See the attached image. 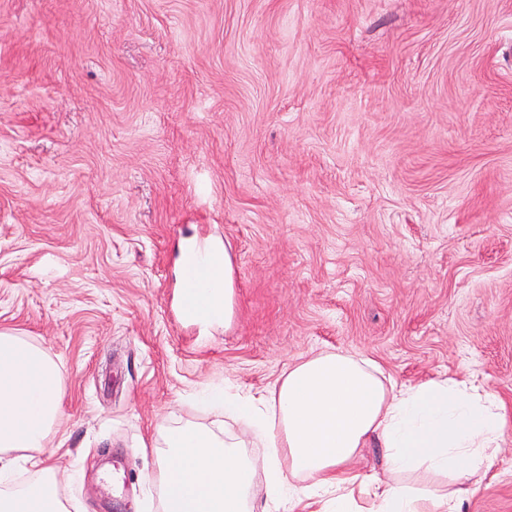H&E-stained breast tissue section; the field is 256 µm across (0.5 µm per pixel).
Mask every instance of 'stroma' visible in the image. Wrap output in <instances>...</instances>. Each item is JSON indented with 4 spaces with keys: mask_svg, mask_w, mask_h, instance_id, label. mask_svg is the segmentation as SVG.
I'll return each mask as SVG.
<instances>
[{
    "mask_svg": "<svg viewBox=\"0 0 512 512\" xmlns=\"http://www.w3.org/2000/svg\"><path fill=\"white\" fill-rule=\"evenodd\" d=\"M189 228L232 268L203 332ZM0 331L59 364L84 512H145L193 392L322 350L496 394L462 512H512V0H0Z\"/></svg>",
    "mask_w": 512,
    "mask_h": 512,
    "instance_id": "35a3bbf8",
    "label": "stroma"
}]
</instances>
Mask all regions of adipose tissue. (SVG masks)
Wrapping results in <instances>:
<instances>
[{
	"label": "adipose tissue",
	"mask_w": 512,
	"mask_h": 512,
	"mask_svg": "<svg viewBox=\"0 0 512 512\" xmlns=\"http://www.w3.org/2000/svg\"><path fill=\"white\" fill-rule=\"evenodd\" d=\"M64 393L46 347L0 332V512H69L44 458ZM200 400L212 424L177 421L148 443L159 512H258L262 498L355 512L358 490L368 512H460L506 426L498 398L474 383L445 376L399 389L373 360L338 350L292 366L266 394L210 389ZM374 443L385 466L372 480L356 465ZM420 471L437 484L410 485Z\"/></svg>",
	"instance_id": "ef3b65f1"
}]
</instances>
